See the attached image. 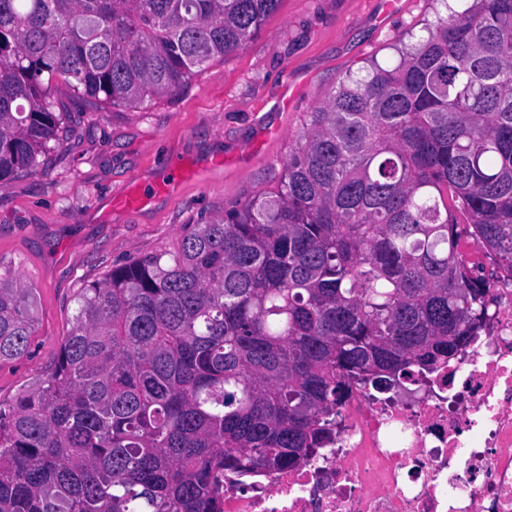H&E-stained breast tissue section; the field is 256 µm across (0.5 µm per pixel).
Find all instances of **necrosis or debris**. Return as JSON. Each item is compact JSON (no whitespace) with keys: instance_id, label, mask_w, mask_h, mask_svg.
Segmentation results:
<instances>
[{"instance_id":"necrosis-or-debris-1","label":"necrosis or debris","mask_w":512,"mask_h":512,"mask_svg":"<svg viewBox=\"0 0 512 512\" xmlns=\"http://www.w3.org/2000/svg\"><path fill=\"white\" fill-rule=\"evenodd\" d=\"M495 267L493 319L456 363L387 394L357 391L316 459L220 478L224 512H512V268Z\"/></svg>"}]
</instances>
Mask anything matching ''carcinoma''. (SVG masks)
Listing matches in <instances>:
<instances>
[{
	"instance_id": "cac0c4a2",
	"label": "carcinoma",
	"mask_w": 512,
	"mask_h": 512,
	"mask_svg": "<svg viewBox=\"0 0 512 512\" xmlns=\"http://www.w3.org/2000/svg\"><path fill=\"white\" fill-rule=\"evenodd\" d=\"M280 0H0V187L68 133L61 80L136 108ZM512 267V0L440 17L310 113L270 191L82 289L52 371L0 405V512H223L218 477L316 455L354 391L448 367ZM0 274V362L35 333Z\"/></svg>"
}]
</instances>
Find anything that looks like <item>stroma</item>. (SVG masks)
Returning <instances> with one entry per match:
<instances>
[{"instance_id":"35a3bbf8","label":"stroma","mask_w":512,"mask_h":512,"mask_svg":"<svg viewBox=\"0 0 512 512\" xmlns=\"http://www.w3.org/2000/svg\"><path fill=\"white\" fill-rule=\"evenodd\" d=\"M446 13L443 0H281L245 46L138 108L95 105L58 84L53 108L76 118L74 134L53 143L39 172L0 188V273L19 274L37 295L28 351L0 363V403L50 372L81 288L172 251L187 225L273 188L338 83L397 64ZM217 157L223 166L211 167ZM176 163L190 175L172 194L112 209L133 182L151 185Z\"/></svg>"}]
</instances>
